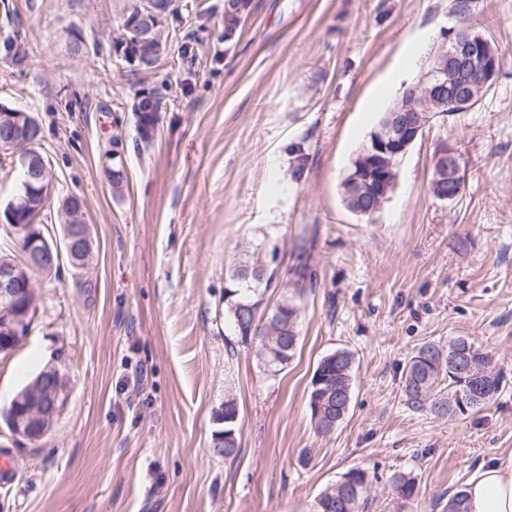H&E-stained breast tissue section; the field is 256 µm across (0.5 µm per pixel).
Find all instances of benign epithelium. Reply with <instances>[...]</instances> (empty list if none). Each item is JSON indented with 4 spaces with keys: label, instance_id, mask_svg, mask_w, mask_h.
Masks as SVG:
<instances>
[{
    "label": "benign epithelium",
    "instance_id": "obj_1",
    "mask_svg": "<svg viewBox=\"0 0 512 512\" xmlns=\"http://www.w3.org/2000/svg\"><path fill=\"white\" fill-rule=\"evenodd\" d=\"M452 17L454 25L445 34L438 52V62L422 82L424 90L421 105L411 119L388 124L374 137L372 147L364 156L362 171L366 184L377 182L383 178L384 173L392 171L395 161L424 135L432 121L430 110L446 111L466 107L475 98L473 87L478 83L485 85L497 76L501 68L498 57L484 50L480 37L461 29L457 14H452ZM0 125L4 127L0 150L10 153L26 169L27 186H32L34 181H43L48 163L43 155L32 151L33 115L0 104ZM457 155L458 151L446 143L441 144L437 152V157L448 159V166L436 172L431 180L433 195L442 202L454 201L462 191L463 173L456 163ZM63 210L67 213V225L62 244L49 241L42 233L31 237L26 249L28 267L41 269L47 260H60L64 256L74 265L85 262L90 242L87 226L79 219L81 204L74 198L63 204ZM21 284L17 268L1 263L0 330L13 332L17 325L25 322V317L11 311V304ZM452 365L472 376L470 400L482 399L480 382L487 377V373L483 371L481 359L466 350L452 359ZM55 411V400L42 403L33 408L30 414L13 421V433L26 440H35L30 420L50 417Z\"/></svg>",
    "mask_w": 512,
    "mask_h": 512
}]
</instances>
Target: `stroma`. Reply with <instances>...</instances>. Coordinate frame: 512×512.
Wrapping results in <instances>:
<instances>
[{"label": "stroma", "mask_w": 512, "mask_h": 512, "mask_svg": "<svg viewBox=\"0 0 512 512\" xmlns=\"http://www.w3.org/2000/svg\"><path fill=\"white\" fill-rule=\"evenodd\" d=\"M134 2L0 0V103L38 118L53 172L42 230L62 240L59 202L74 195L91 240L85 267L64 259L34 275L35 316L0 353V455L17 473L0 512H314L352 468L371 482L364 512H448L484 467L512 462V0H479L472 19L502 60L490 89L432 120L370 219L346 209L341 182L383 113L423 81L452 25L448 0H247L229 32L224 0H177L148 71L112 50ZM152 88L160 120L141 150L131 104ZM444 141L465 163L451 203L430 191ZM19 187L0 160V254L17 251L3 211ZM311 228L318 285L297 298L296 354L271 376L225 313L227 272L242 243L278 244L277 301ZM457 336L493 355L506 387L464 419L409 409L406 363ZM339 348L356 358L352 401L322 435L310 382ZM47 366L67 379L65 405L41 440L19 439L4 413ZM229 396L233 459L211 448ZM400 472L413 498L393 490Z\"/></svg>", "instance_id": "1"}]
</instances>
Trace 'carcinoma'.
I'll use <instances>...</instances> for the list:
<instances>
[{
    "label": "carcinoma",
    "mask_w": 512,
    "mask_h": 512,
    "mask_svg": "<svg viewBox=\"0 0 512 512\" xmlns=\"http://www.w3.org/2000/svg\"><path fill=\"white\" fill-rule=\"evenodd\" d=\"M247 3L245 0H225L224 24L225 30H233L241 21L242 13ZM476 0H448V10H457L463 14V19L471 21L476 12ZM137 13L130 10L123 19V32L114 41V52H122V59H127V53L141 49L143 54L149 56V62L143 69H152L160 56L166 50V46L158 41L154 44L137 46L138 38L131 30L130 25L136 19ZM413 88L406 89L401 98L385 112L378 124V129H383L389 120L408 112ZM151 95L155 98L152 106L145 105L141 100L133 104L132 112L136 117V129L139 145L147 149L153 143L154 134L159 122V106L161 93L154 89ZM371 144H366L361 153L357 154L352 163V168L342 181V201L350 212L367 209L371 206V189L363 187L359 192L352 186L353 177L358 175L362 154L366 153ZM15 226L21 233L20 245L26 247L28 237L40 224L32 223L31 213L28 211L15 215ZM317 242V233L311 232L297 239L291 251L293 264L291 270L297 275L294 286L301 289L308 284H313L317 279L316 270L311 265L312 253ZM268 263L266 244L260 242L242 249V256L232 269L227 273L224 287V305L229 320L236 335L242 331L249 333V338L240 339L245 345L256 347V357L265 371L276 375L284 369L295 354L299 340V309L294 300L286 295L282 296L273 306L264 304L265 293L270 288L277 287L276 269L269 266L263 268L259 263ZM430 354V364L421 365L410 359L403 370L402 392L406 405L416 412H427L437 417H454L448 409V403L452 399H465L471 390V381L458 372L448 368V357L443 354V347L427 342L422 344L417 355ZM355 354L347 349H337L320 359L317 368L322 370L325 378L322 393L332 391L336 394L344 389L352 388L354 374ZM48 372L42 369L27 385L17 394V402L10 403V410L5 412V420H10L11 414L22 416L29 412L38 402L39 396L46 390L59 389L60 404L66 401V383L62 375L57 371H51L53 380L47 381L43 374ZM506 381L502 372H497L492 378L484 381V388L488 398L481 403L468 407V412L460 413L464 419L467 414H472L486 407L505 387ZM344 402L341 399L322 403L321 414L311 413V422L315 430L322 434L332 431V423H341L347 411L342 409ZM345 476L348 481L338 482L334 486L327 487L319 496V506L316 512H323V508L331 507V512H362L368 500L370 492L369 481L365 471L351 469ZM393 487L399 494L410 499L417 490L414 478L406 474H397L392 479Z\"/></svg>",
    "instance_id": "1"
}]
</instances>
